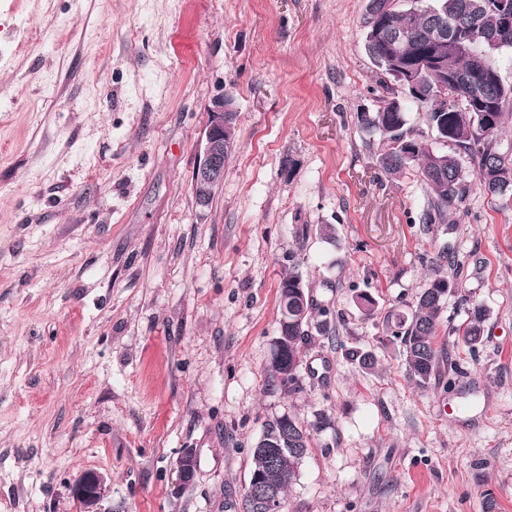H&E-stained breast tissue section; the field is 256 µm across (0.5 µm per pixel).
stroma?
I'll return each mask as SVG.
<instances>
[{"instance_id": "35a3bbf8", "label": "stroma", "mask_w": 512, "mask_h": 512, "mask_svg": "<svg viewBox=\"0 0 512 512\" xmlns=\"http://www.w3.org/2000/svg\"><path fill=\"white\" fill-rule=\"evenodd\" d=\"M368 8L0 0V512H79L86 471L106 478L102 512H240L251 451L284 413L332 420L284 512H512V200L471 187L455 223L423 231L424 184L384 175V141L358 121L385 95ZM221 94L235 148L201 210L192 171ZM445 249L459 288L423 389L386 320ZM295 269L336 333L310 328L288 393L268 367ZM475 302L473 356L450 330Z\"/></svg>"}]
</instances>
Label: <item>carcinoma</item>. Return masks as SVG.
Wrapping results in <instances>:
<instances>
[{"label": "carcinoma", "instance_id": "1", "mask_svg": "<svg viewBox=\"0 0 512 512\" xmlns=\"http://www.w3.org/2000/svg\"><path fill=\"white\" fill-rule=\"evenodd\" d=\"M405 6H394L384 13L385 24L376 35H365V49L380 73L391 77L393 64L383 60L390 41L396 40L402 57L418 61L426 51L439 60L436 69L422 67L421 85L429 90L437 81L452 74L462 80L482 68L474 55L448 54V38L463 33L472 41L473 51L479 52L491 38L501 40V50L512 51V30L499 31L494 14L482 9L483 0H404ZM401 95L383 101L373 112L360 113L363 127L379 134L386 141L383 151L375 158L376 166L387 176H397L414 170L429 194V203L420 215L427 227L451 223L450 215L465 191L464 171L459 158L463 153L474 165V175L480 189L493 197L512 198V158L498 152L495 140L504 124L507 106L512 105V84L500 81L483 88L484 94L495 101L497 111L487 120L483 112H456L445 109L437 94H432L431 111L426 113L429 129L436 139L450 145L448 152L434 147L416 136L408 127L404 99L416 103L424 100L414 96L410 87L395 82ZM457 288V281L437 268L425 288L416 296L408 315H396L387 323L391 338L403 349L406 368L414 383L428 387L438 364L436 339L445 300ZM280 319L270 357V375L282 390L301 388L300 366L303 346L309 337L313 315L324 317L321 328L329 332L330 310L316 307L303 277L290 271L278 285ZM488 316L481 304L468 309L464 324L451 329L468 347L478 353L483 343L484 322ZM310 429L294 417L282 414L265 423L261 436L252 448L249 475H259L262 483L246 485L241 499L242 512H263L262 502L269 493L278 498L284 508L288 484L296 477L301 462L310 450Z\"/></svg>", "mask_w": 512, "mask_h": 512}]
</instances>
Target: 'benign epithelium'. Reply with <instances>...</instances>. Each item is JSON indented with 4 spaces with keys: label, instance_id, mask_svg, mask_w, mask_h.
<instances>
[{
    "label": "benign epithelium",
    "instance_id": "benign-epithelium-1",
    "mask_svg": "<svg viewBox=\"0 0 512 512\" xmlns=\"http://www.w3.org/2000/svg\"><path fill=\"white\" fill-rule=\"evenodd\" d=\"M485 8L498 17L500 27L512 26V0H486ZM234 111L233 105L222 96L214 99L208 109L191 180L196 206L201 209L209 206L216 190L224 184V151L233 139L231 113ZM176 470L180 485L191 484L197 472L196 453L190 449L184 451L178 458ZM104 493L103 476L93 471L82 473L72 487V495L82 512H101L98 505Z\"/></svg>",
    "mask_w": 512,
    "mask_h": 512
}]
</instances>
